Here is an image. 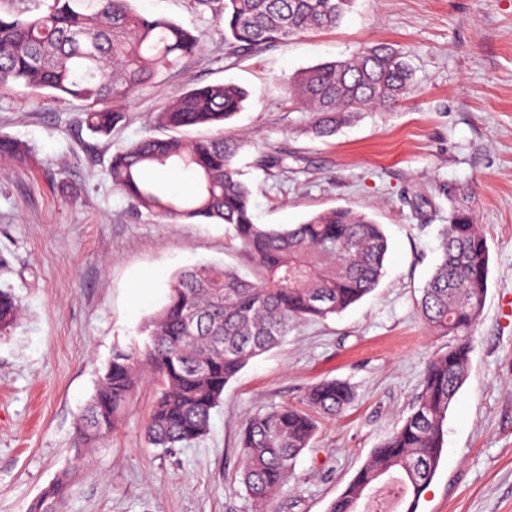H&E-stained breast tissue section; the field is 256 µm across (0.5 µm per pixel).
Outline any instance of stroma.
Listing matches in <instances>:
<instances>
[{
	"instance_id": "obj_1",
	"label": "stroma",
	"mask_w": 512,
	"mask_h": 512,
	"mask_svg": "<svg viewBox=\"0 0 512 512\" xmlns=\"http://www.w3.org/2000/svg\"><path fill=\"white\" fill-rule=\"evenodd\" d=\"M133 6L206 37L124 106L111 134L87 129L82 101L22 86L0 94V136L27 147L22 159H0V288L20 306L0 337V512H29L59 480L62 512H252L239 482L245 421L337 378L355 398L338 418H319L276 501L277 512H326L409 416L426 362L449 343L417 302L439 256L438 229L462 206L487 237L488 290L417 512H512V0H355L335 28L248 51L225 44L223 22L196 0ZM375 43L405 54L412 89L390 111L313 136L283 77ZM229 82L248 93L226 132L244 142L235 165L257 223L295 225L336 207L367 213L389 241L385 274L357 304L292 328L252 359L195 443L147 445L158 390L148 374L117 429L73 468L99 373L114 349L143 344L142 324L165 304L173 276L203 263L254 272L230 225L158 218L109 176L114 154L159 135L153 116L163 105L188 87ZM263 150L285 165L258 167Z\"/></svg>"
}]
</instances>
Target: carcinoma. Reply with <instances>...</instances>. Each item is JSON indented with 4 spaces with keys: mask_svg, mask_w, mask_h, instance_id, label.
Instances as JSON below:
<instances>
[{
    "mask_svg": "<svg viewBox=\"0 0 512 512\" xmlns=\"http://www.w3.org/2000/svg\"><path fill=\"white\" fill-rule=\"evenodd\" d=\"M352 2L197 0L224 20V39L244 49L333 28ZM203 42V32L142 15L132 0H51L32 15L0 14V93L22 85L81 100L88 128L107 134L136 92L178 68ZM412 81L403 54L377 43L307 68L285 85L310 112L309 131L327 137L364 111L389 110ZM245 101V91L236 85L193 87L155 117L156 125L173 135L145 137L112 157L113 186L147 212L233 226L257 279L212 265L178 272L167 302L144 323V347L115 352L100 374L80 418L75 468L118 426L144 372L161 380L147 444L164 450L189 445L206 434L224 388L250 360L279 345L296 324L324 320L359 302L383 276L388 240L382 225L365 213L332 209L279 228L254 222L251 190L233 165L241 143L224 135V125ZM196 127L211 134L195 140L178 136ZM23 153L19 142L0 137V157ZM163 170L191 173L195 191L160 192L149 175ZM440 239L441 258L422 288L418 311L453 342L427 361L411 414L373 449L327 512H368V501L383 486L396 500L395 512H416L434 478L448 410L466 379L490 262L487 238L468 209H453ZM18 316L15 297L0 289V336L10 333ZM353 396L347 382L327 379L308 389L305 407L273 408L246 421L239 440L240 482L253 512H273L317 431L315 415L337 416ZM63 493V483L50 486L31 512H59Z\"/></svg>",
    "mask_w": 512,
    "mask_h": 512,
    "instance_id": "1",
    "label": "carcinoma"
}]
</instances>
